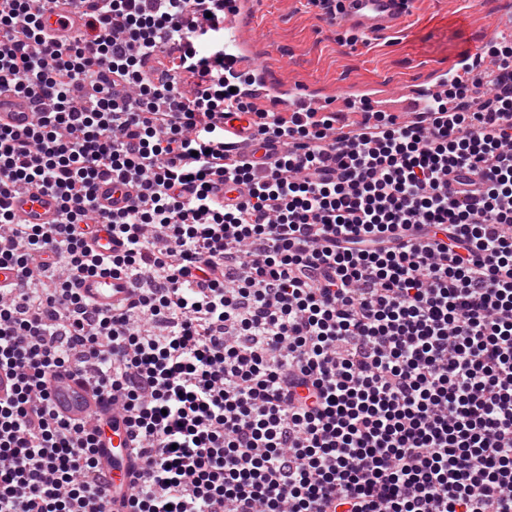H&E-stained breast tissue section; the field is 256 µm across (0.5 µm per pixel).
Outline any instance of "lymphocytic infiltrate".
I'll use <instances>...</instances> for the list:
<instances>
[{
    "mask_svg": "<svg viewBox=\"0 0 512 512\" xmlns=\"http://www.w3.org/2000/svg\"><path fill=\"white\" fill-rule=\"evenodd\" d=\"M56 3L0 0V87L53 102L0 126V512L112 502L100 424L49 406L63 370L134 436L128 512H512V83L346 132L256 108L226 0H82L49 52ZM236 112L264 159L225 141ZM104 178L125 208L96 206ZM25 185L59 223L16 222ZM112 272L128 304L92 307L77 281ZM78 0H62L52 13L42 17L45 31L50 35V42L56 43L59 37L72 34L83 28L85 18ZM244 3L245 1L231 2L232 6H236L237 9L232 12L225 9L226 17L224 19V41H227L231 47L230 51L225 53V63L230 65L237 74L251 69L249 65L250 45L241 42L239 37L244 32Z\"/></svg>",
    "mask_w": 512,
    "mask_h": 512,
    "instance_id": "lymphocytic-infiltrate-1",
    "label": "lymphocytic infiltrate"
}]
</instances>
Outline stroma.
<instances>
[{
    "instance_id": "1",
    "label": "stroma",
    "mask_w": 512,
    "mask_h": 512,
    "mask_svg": "<svg viewBox=\"0 0 512 512\" xmlns=\"http://www.w3.org/2000/svg\"><path fill=\"white\" fill-rule=\"evenodd\" d=\"M495 10V0H415L398 31L366 38L326 23L316 0H254L245 37L257 67L278 83L320 89L331 112L337 97L423 78L463 48H502Z\"/></svg>"
}]
</instances>
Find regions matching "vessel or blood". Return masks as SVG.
<instances>
[{
    "label": "vessel or blood",
    "mask_w": 512,
    "mask_h": 512,
    "mask_svg": "<svg viewBox=\"0 0 512 512\" xmlns=\"http://www.w3.org/2000/svg\"><path fill=\"white\" fill-rule=\"evenodd\" d=\"M411 5L412 0H346L337 21L367 37L384 35L401 27ZM243 22L244 11L240 8L227 13L224 19V39L230 46L225 62L237 73L250 68V47L240 39L244 31ZM42 23L51 41L55 42L60 36L82 29L85 18L78 0H61L54 12L43 16ZM488 68L486 60L468 49L456 54L447 67L432 70L424 84L410 86L408 93L415 97L426 91L435 94L450 76H463ZM288 95V109L292 112L306 107L316 108L322 103L319 92L314 89L292 87ZM35 112L33 102L27 97L13 92H0V125L17 130L25 129L33 122ZM128 192L125 186L98 183L97 204L107 209L122 207ZM12 205L18 220L24 224H55L60 220L59 202L50 193L29 190L15 195ZM77 286L85 299L101 309L113 308L131 294L130 281L122 274L84 277L78 281ZM48 392L55 411L65 417L83 421L107 413V407L99 394L70 373L61 372L51 378ZM131 445L130 431L120 415H113L112 428L98 450L100 465L111 473L113 485L120 486L127 482L126 450Z\"/></svg>",
    "instance_id": "obj_1"
}]
</instances>
